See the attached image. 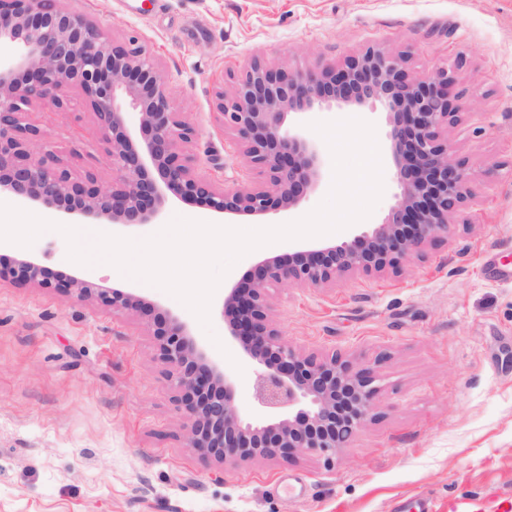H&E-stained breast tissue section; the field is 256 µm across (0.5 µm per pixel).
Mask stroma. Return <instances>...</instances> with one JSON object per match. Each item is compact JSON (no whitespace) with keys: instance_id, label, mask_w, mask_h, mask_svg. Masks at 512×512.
<instances>
[{"instance_id":"stroma-1","label":"stroma","mask_w":512,"mask_h":512,"mask_svg":"<svg viewBox=\"0 0 512 512\" xmlns=\"http://www.w3.org/2000/svg\"><path fill=\"white\" fill-rule=\"evenodd\" d=\"M97 20L117 42L137 36L154 54L176 111L198 129L193 152L212 156L201 175L258 181L213 106L227 71L252 59L274 66L343 62L368 47L407 56L414 76L445 66L472 102L448 141L474 176L473 194L447 241L401 261L399 275L359 276L335 287L275 291V321L304 352H339L376 364L374 418L334 466L322 459H257L227 469L188 448L186 419L136 315L92 299L0 284V512H448L453 499L512 496V0H58ZM67 112L30 117L74 176L112 182L91 109L71 89ZM358 117L376 127L384 193L369 220L333 233L340 241L382 222L397 192L386 116L333 107L292 114L313 121ZM303 204L270 213L285 224L328 193L332 157ZM231 227L255 220L171 200L156 223L86 224L85 235L143 239L174 216ZM59 232L0 255L131 291L185 322L215 361L224 356L222 296L210 328L159 287L106 263L71 262Z\"/></svg>"}]
</instances>
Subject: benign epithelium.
Here are the masks:
<instances>
[{"label": "benign epithelium", "mask_w": 512, "mask_h": 512, "mask_svg": "<svg viewBox=\"0 0 512 512\" xmlns=\"http://www.w3.org/2000/svg\"><path fill=\"white\" fill-rule=\"evenodd\" d=\"M215 108L231 129L257 186L226 187L198 173L189 150L198 131L172 105L166 77L138 38L116 43L101 25L56 0H0V192L47 209L112 224H152L168 196L217 214L263 218L301 205L320 177L316 146L286 125L288 114L332 105L386 112L398 193L384 220L341 242H319L258 260L244 283L225 289L230 339L257 367L251 395L265 417L245 421L237 381L211 361L186 324L132 293L55 272L31 258L0 259V282L92 297L114 312L143 318L157 341L175 402L187 421L188 447L225 467L256 458L317 456L328 465L350 446L378 402L375 366L342 355L305 353L273 319L272 291L329 288L354 275L400 273L399 261L448 239L473 178L444 130L471 109L446 67L409 76L405 57L369 47L339 65L273 67L253 60L228 72ZM77 86L94 111L117 176L106 187L77 179L55 155L45 131L28 119L40 103L58 112ZM141 114V137L125 125L123 102Z\"/></svg>", "instance_id": "1"}]
</instances>
